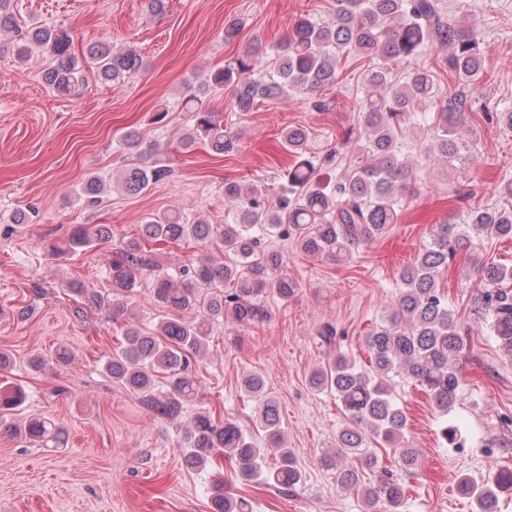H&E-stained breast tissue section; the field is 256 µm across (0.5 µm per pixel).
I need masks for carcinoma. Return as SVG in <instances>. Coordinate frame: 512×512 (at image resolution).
Returning <instances> with one entry per match:
<instances>
[{"mask_svg":"<svg viewBox=\"0 0 512 512\" xmlns=\"http://www.w3.org/2000/svg\"><path fill=\"white\" fill-rule=\"evenodd\" d=\"M15 7V0H0V32L15 33L19 60L37 52L50 61L44 80L60 93L74 91L83 82L86 67L112 83H123L143 68L135 46L115 49L94 43L79 52L72 34L62 26L40 24L24 30ZM430 43L448 47L441 64L457 81L455 86L443 88L433 67L418 64ZM350 58L361 62L365 95L358 113L359 134L339 180L331 184L316 177V164L306 157L310 140L306 128L285 127L280 144L296 162L285 169L276 209L261 205L262 185L245 190L226 180L224 202L232 223L220 231L201 217L191 222L180 211L150 216L135 237L111 251L109 287L97 290L69 284L85 305L123 314L136 292L137 274L153 272L150 299L162 315L150 333L128 323L105 368L155 413L174 420L197 397L190 359L205 356L214 323L259 326L271 317L268 297L286 303L296 294L298 285L284 271L282 255L262 248L265 237L290 239L308 256L338 263L348 260L360 244L398 223L413 194L414 173L402 153V138L409 125L423 120L416 112L418 105L439 102L430 126L431 143L424 153L450 166L462 154L457 127L465 114L488 111L477 108L470 93L486 75L483 43L476 30L460 29L448 19L441 0H334L326 16L300 17L269 59L260 56V48H250L213 69L204 88L187 94L182 111L188 114L189 132L181 140L182 148L200 142L216 154L237 148V136L224 129V120L210 107V99L226 91L241 112L251 111L262 100L288 96L308 97L313 109L326 110L329 102L322 91L340 82L342 64ZM141 143L140 132L133 127L119 140L120 149L130 153L139 152ZM170 174V166L155 158L148 165L93 175L81 185L80 199L85 208L96 209L109 184L137 196ZM473 232L512 240V210L473 207L465 223L438 225L431 241L402 270L386 318L364 336L369 365H357L336 346L333 325L317 331L319 343L336 349V354L311 373L309 383L316 391L334 394L345 417L336 447L322 450L319 465L333 472L340 489L361 495L365 512H404L407 503L408 486L383 464L376 449H394L400 468L410 476L420 468L418 450L406 441L407 415L392 396L389 381L399 377L421 390L442 415L458 400L462 382L458 362L470 347V336L440 287V277L471 245ZM216 240L224 247L225 261L197 254L174 272L160 268L155 255L146 250L150 245L198 248ZM110 243L111 225H80L46 249L57 255ZM478 272L474 308L490 317L498 346L512 355V292L503 288L512 281V265L485 262ZM241 389L256 403L265 442L260 445L236 423L217 421L214 414L202 411L184 433L186 466L205 469L225 457L235 462L245 481L284 495L297 491L304 473L288 448L278 402L266 391L260 375L245 376ZM25 399L19 385L1 389L0 411H12ZM0 427L45 448H59L66 440L61 427L40 415L32 414L19 425L3 420ZM270 455L275 457L271 466ZM368 472L375 474L369 485L364 483ZM455 489L474 503V512H499V493L512 490V469L492 470L480 480L462 476ZM210 498L211 512H253L247 499L225 491L221 482L213 484Z\"/></svg>","mask_w":512,"mask_h":512,"instance_id":"cac0c4a2","label":"carcinoma"}]
</instances>
